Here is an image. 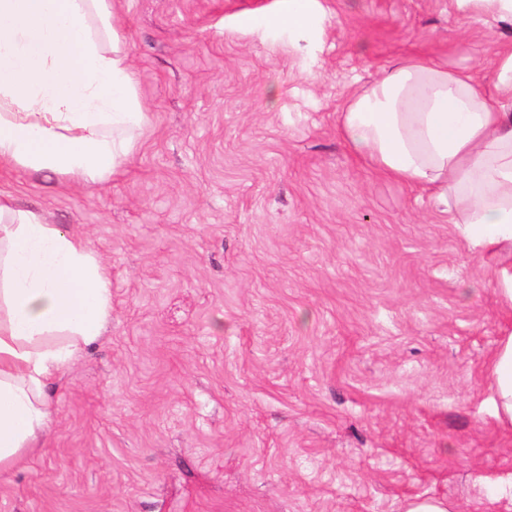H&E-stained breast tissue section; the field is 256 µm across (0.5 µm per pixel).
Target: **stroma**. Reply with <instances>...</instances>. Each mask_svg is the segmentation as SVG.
<instances>
[{
  "label": "stroma",
  "mask_w": 512,
  "mask_h": 512,
  "mask_svg": "<svg viewBox=\"0 0 512 512\" xmlns=\"http://www.w3.org/2000/svg\"><path fill=\"white\" fill-rule=\"evenodd\" d=\"M116 0L147 121L84 185L0 171L83 230L112 319L55 386L0 512H512L490 368L512 254L346 146V100L396 61L489 74L512 29L451 0ZM288 10L271 18L276 24L288 30L303 32L311 22L313 0H288Z\"/></svg>",
  "instance_id": "35a3bbf8"
}]
</instances>
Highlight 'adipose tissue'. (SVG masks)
<instances>
[{
	"label": "adipose tissue",
	"mask_w": 512,
	"mask_h": 512,
	"mask_svg": "<svg viewBox=\"0 0 512 512\" xmlns=\"http://www.w3.org/2000/svg\"><path fill=\"white\" fill-rule=\"evenodd\" d=\"M112 0H0V168L80 184L127 160L146 120ZM369 167L453 205L473 248L512 252V40L490 79L402 60L341 114ZM112 318V273L88 236L0 192V474L51 430V386ZM495 415L512 427V336L495 353Z\"/></svg>",
	"instance_id": "1"
}]
</instances>
